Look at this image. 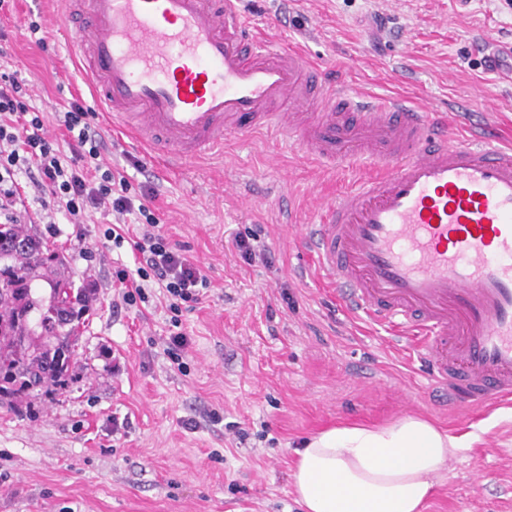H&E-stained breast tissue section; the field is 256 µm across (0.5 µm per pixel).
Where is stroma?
I'll list each match as a JSON object with an SVG mask.
<instances>
[{
	"instance_id": "obj_1",
	"label": "stroma",
	"mask_w": 512,
	"mask_h": 512,
	"mask_svg": "<svg viewBox=\"0 0 512 512\" xmlns=\"http://www.w3.org/2000/svg\"><path fill=\"white\" fill-rule=\"evenodd\" d=\"M254 32L303 51L328 83L403 97L458 134L512 144V0H239ZM53 0H13L0 15L9 54L0 70L29 86V106L94 107L65 41L81 15L52 26ZM39 21L46 45L29 37ZM93 124L110 162L153 192L170 239L211 282L183 306L191 345L164 352L170 315L148 302L117 308L110 216L42 218L50 199L28 190L20 216L61 251L74 287L95 285L80 344L60 386L0 396V512H301L290 482L301 441L338 424L432 421L470 448L441 475L424 512H512V404L459 411L411 365L407 345L351 318L323 283L301 239L317 223L316 196L356 182V170L316 167L266 131L228 135L206 158L169 174L129 139ZM142 166L134 168L130 156ZM240 238L268 246L246 259ZM220 424H212L211 414Z\"/></svg>"
}]
</instances>
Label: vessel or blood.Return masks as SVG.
<instances>
[{"label": "vessel or blood", "mask_w": 512, "mask_h": 512, "mask_svg": "<svg viewBox=\"0 0 512 512\" xmlns=\"http://www.w3.org/2000/svg\"><path fill=\"white\" fill-rule=\"evenodd\" d=\"M71 47L101 110L175 164L229 133L296 138L323 168L379 171L317 206L318 269L397 329L462 408L512 400V147L449 137L400 101L359 106L293 50L250 39L235 0H81Z\"/></svg>", "instance_id": "b4317fda"}]
</instances>
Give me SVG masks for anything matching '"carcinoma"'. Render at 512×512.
<instances>
[{"label": "carcinoma", "mask_w": 512, "mask_h": 512, "mask_svg": "<svg viewBox=\"0 0 512 512\" xmlns=\"http://www.w3.org/2000/svg\"><path fill=\"white\" fill-rule=\"evenodd\" d=\"M65 258L49 248L27 224H0V383L21 391L48 386L63 374L79 341V309L86 293L74 291L64 274ZM45 280L51 300L41 318L42 333L57 345L45 348L26 339L30 312L38 306L32 284Z\"/></svg>", "instance_id": "cac0c4a2"}]
</instances>
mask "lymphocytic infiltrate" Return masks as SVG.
I'll return each instance as SVG.
<instances>
[{
  "label": "lymphocytic infiltrate",
  "instance_id": "obj_1",
  "mask_svg": "<svg viewBox=\"0 0 512 512\" xmlns=\"http://www.w3.org/2000/svg\"><path fill=\"white\" fill-rule=\"evenodd\" d=\"M92 113L78 101L56 112L59 126L66 131L64 141L50 139L43 115L31 111L16 73L0 72V217L16 223L14 210L21 200L18 170H25L40 194L50 197L71 223H81L94 210L115 214L119 222L106 228L103 237L115 247L130 245L137 268H116L112 282L123 290L126 305L147 301L149 285L162 288L174 328L167 352L181 358L188 338L181 332L182 304L197 302L210 281L200 268L161 232L150 201L151 192L134 188L124 173L104 161L107 142L98 137L90 119ZM138 217L130 227L124 216Z\"/></svg>",
  "mask_w": 512,
  "mask_h": 512
}]
</instances>
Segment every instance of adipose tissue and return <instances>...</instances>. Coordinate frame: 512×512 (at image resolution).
<instances>
[{
	"label": "adipose tissue",
	"instance_id": "ef3b65f1",
	"mask_svg": "<svg viewBox=\"0 0 512 512\" xmlns=\"http://www.w3.org/2000/svg\"><path fill=\"white\" fill-rule=\"evenodd\" d=\"M465 448L415 416L339 425L296 448L292 485L305 512H422L435 477Z\"/></svg>",
	"mask_w": 512,
	"mask_h": 512
}]
</instances>
